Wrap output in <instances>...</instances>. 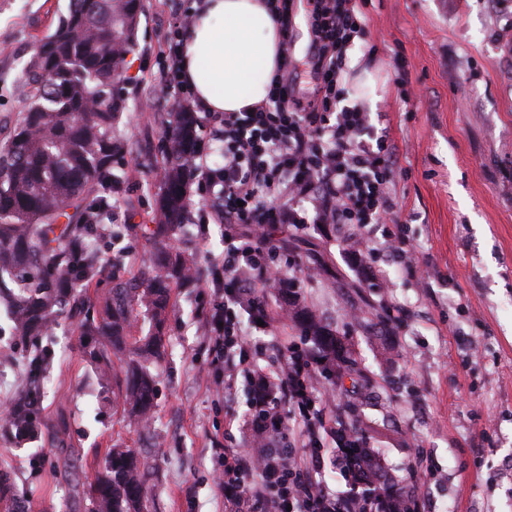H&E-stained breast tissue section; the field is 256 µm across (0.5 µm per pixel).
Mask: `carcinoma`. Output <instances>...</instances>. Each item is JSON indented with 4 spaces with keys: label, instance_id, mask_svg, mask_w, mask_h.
<instances>
[{
    "label": "carcinoma",
    "instance_id": "carcinoma-1",
    "mask_svg": "<svg viewBox=\"0 0 512 512\" xmlns=\"http://www.w3.org/2000/svg\"><path fill=\"white\" fill-rule=\"evenodd\" d=\"M142 14L141 0H70L66 14L25 65L24 107L0 118V305L8 308L10 335L36 344L52 333L60 315L81 320L83 357L99 379L112 384L127 417L140 428L154 420L152 366L165 351L163 327L171 292L195 273L194 260L161 247L180 236L191 202L189 169L200 152L196 113L173 112L162 122V186L144 237L153 248L130 282L104 262L96 238L112 198L136 176L114 171L127 151L115 135L126 98L122 57L109 43L129 49ZM301 325L315 345L319 366L342 386L353 371L342 337L304 314ZM52 359L33 351L19 393L0 421V436L18 443L41 436L63 444V423L44 424L35 406ZM345 457L360 462L345 475L364 486L358 512L383 498L387 512H410L409 492L381 464L379 451L362 438L347 441ZM11 477L0 473L5 512H28L11 499ZM90 512H148L145 465L119 446L89 485Z\"/></svg>",
    "mask_w": 512,
    "mask_h": 512
}]
</instances>
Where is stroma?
I'll return each instance as SVG.
<instances>
[{
  "mask_svg": "<svg viewBox=\"0 0 512 512\" xmlns=\"http://www.w3.org/2000/svg\"><path fill=\"white\" fill-rule=\"evenodd\" d=\"M70 0H0V116L24 103L19 77L39 39L54 29ZM135 43L124 58L128 110L118 131L128 150L118 167L140 168L120 200L111 236L98 245L112 258L143 254L134 224L150 223L161 187L162 132L157 115L180 111L159 84L165 36L176 11L197 0H143ZM365 41L359 67L375 94L358 103L378 133L401 154L395 202L415 246L410 266L380 252L371 271L356 268L344 229L308 225L274 235L278 264L301 260V306L346 337L366 383L338 390L316 371L313 394L331 417L353 416L383 465L416 489V512H512V0H364ZM290 29L285 81L300 95L317 94L311 49ZM190 236L180 242L206 274L224 250V227L194 196ZM258 294L273 319L262 333L310 349L297 316L279 320L274 288ZM218 299L208 288H178L165 325L166 355L157 370L150 434L127 425L123 408L102 388L79 353L80 328L65 318L45 337L54 365L42 401L44 419L65 410L70 445L24 447L0 439L29 512H87V487L108 448L136 450L148 471L152 512H225L215 476L221 447L234 443L227 414L248 410L245 389L223 394L224 367L205 334ZM29 354L0 335V407L19 390ZM317 479L344 497L353 484L341 473L332 436L321 438ZM68 465L69 478L52 476Z\"/></svg>",
  "mask_w": 512,
  "mask_h": 512,
  "instance_id": "1",
  "label": "stroma"
}]
</instances>
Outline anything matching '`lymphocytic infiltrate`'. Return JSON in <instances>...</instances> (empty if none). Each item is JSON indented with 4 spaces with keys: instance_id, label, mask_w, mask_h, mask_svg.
I'll return each instance as SVG.
<instances>
[{
    "instance_id": "f902f5d3",
    "label": "lymphocytic infiltrate",
    "mask_w": 512,
    "mask_h": 512,
    "mask_svg": "<svg viewBox=\"0 0 512 512\" xmlns=\"http://www.w3.org/2000/svg\"><path fill=\"white\" fill-rule=\"evenodd\" d=\"M312 4L315 58L323 83L320 98L303 104L288 84L279 82L269 100L253 111L206 116L211 137L223 145L224 163L216 169L206 161L196 162L198 187L219 202L229 229L224 253L214 261L222 276L211 283L224 303L216 307L209 325L219 357L229 364L246 360L249 351L265 350V343L247 337L240 313L245 310L252 319L269 321L257 290L281 274L266 261L275 249L267 237L244 238L231 234V227L340 224L351 230L352 256L362 263L374 252L363 240V230L401 221L392 196L401 171L399 154L386 136L372 133L369 113L345 104L347 54L355 40L366 37L358 0ZM187 28V21L175 23L160 73L161 85L184 102L190 97L181 58ZM276 355V369L256 365L227 378L226 393H233L241 379L251 386L250 412L242 427L250 441L259 442L261 451L247 456L236 448L225 449L218 487L233 512H288L291 504L298 512H352V497L338 499L313 486L280 452L286 411L298 412L301 418L311 445V469L321 465L320 434L334 433L335 428L311 398L314 354H301L284 344Z\"/></svg>"
}]
</instances>
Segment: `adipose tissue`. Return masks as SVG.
<instances>
[{"instance_id":"1","label":"adipose tissue","mask_w":512,"mask_h":512,"mask_svg":"<svg viewBox=\"0 0 512 512\" xmlns=\"http://www.w3.org/2000/svg\"><path fill=\"white\" fill-rule=\"evenodd\" d=\"M283 36L271 0H203L184 36L183 77L207 111L249 110L280 74Z\"/></svg>"}]
</instances>
